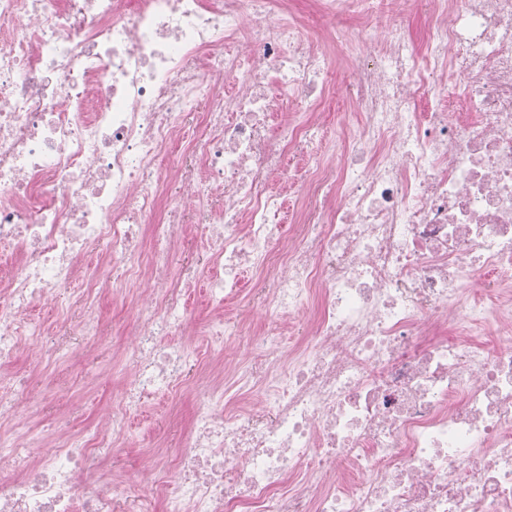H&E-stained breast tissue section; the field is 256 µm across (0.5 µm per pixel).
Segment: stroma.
<instances>
[{"label": "stroma", "mask_w": 512, "mask_h": 512, "mask_svg": "<svg viewBox=\"0 0 512 512\" xmlns=\"http://www.w3.org/2000/svg\"><path fill=\"white\" fill-rule=\"evenodd\" d=\"M133 300L132 292L123 291L100 295L90 304L88 313L105 319L108 334L98 343L76 347L72 357L54 361L45 369L22 353L11 364V371L24 377L30 393L43 401L40 416L28 426L44 450H51L63 435L89 429L122 400L129 382L126 370L131 339L127 330L135 318ZM187 310L189 333L181 342L193 364L232 369L242 360L256 361L253 340L268 327L261 312L234 303L215 307L200 289L188 298ZM219 318L237 321L243 330L242 336L223 349L202 333L204 325ZM200 402L201 395L192 384L168 400L148 399L132 422V437L115 439L104 449L109 471L129 485L128 498L120 502L123 512H129L140 494L139 470L154 458L175 454L181 448Z\"/></svg>", "instance_id": "35a3bbf8"}]
</instances>
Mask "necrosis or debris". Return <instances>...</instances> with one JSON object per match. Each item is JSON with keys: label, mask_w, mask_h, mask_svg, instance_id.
<instances>
[{"label": "necrosis or debris", "mask_w": 512, "mask_h": 512, "mask_svg": "<svg viewBox=\"0 0 512 512\" xmlns=\"http://www.w3.org/2000/svg\"><path fill=\"white\" fill-rule=\"evenodd\" d=\"M291 5L0 0V368L60 289L85 342L107 330L88 293L145 291L124 408L36 459L33 433L1 439L0 512H115L108 434L188 374L171 338L196 280L168 269L189 224L210 301L254 272L271 325L140 475L142 512H512V0H326L355 22L316 34ZM339 42L356 120L329 163L312 114ZM294 100L307 117L280 119Z\"/></svg>", "instance_id": "necrosis-or-debris-1"}]
</instances>
